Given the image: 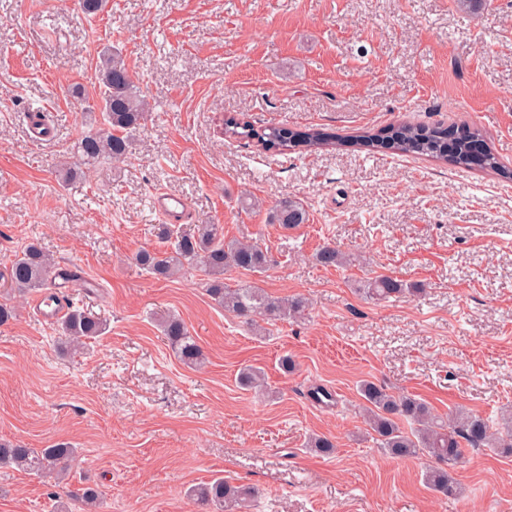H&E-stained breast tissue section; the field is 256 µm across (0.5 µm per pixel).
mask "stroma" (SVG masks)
Wrapping results in <instances>:
<instances>
[{
	"label": "stroma",
	"instance_id": "stroma-1",
	"mask_svg": "<svg viewBox=\"0 0 512 512\" xmlns=\"http://www.w3.org/2000/svg\"><path fill=\"white\" fill-rule=\"evenodd\" d=\"M120 48L149 103L119 161L86 163L78 139L101 128L92 88L105 45ZM41 110L54 127L29 136ZM314 127L342 146L278 154L224 135ZM481 130L512 165V0L480 13L454 0H0V440L70 443L62 483L0 469V512H54L92 488L103 512H200L189 487L217 477L258 489L257 512H512V456L466 451L459 494L427 489L426 457L394 458L366 433L361 380L465 408L501 427L512 414V181L431 158L369 153L351 138L399 124ZM186 199L176 232L220 224L267 251L264 272L228 271L273 297L301 295L305 316L256 332L209 295L198 266L156 279L138 252L169 249L152 193ZM308 211L293 229L268 223L278 200ZM86 285L65 299L105 332L63 352L35 292L8 269L28 243ZM332 243L358 257L325 267ZM378 274L419 292L375 303L358 292ZM172 312L202 347L185 365L164 338ZM295 367L284 371L283 356ZM264 369L266 392L238 382ZM331 391L335 406L310 389ZM330 436L333 455L307 446Z\"/></svg>",
	"mask_w": 512,
	"mask_h": 512
}]
</instances>
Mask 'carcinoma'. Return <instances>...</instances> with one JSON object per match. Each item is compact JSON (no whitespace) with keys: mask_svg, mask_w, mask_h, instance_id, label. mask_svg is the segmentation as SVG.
I'll use <instances>...</instances> for the list:
<instances>
[{"mask_svg":"<svg viewBox=\"0 0 512 512\" xmlns=\"http://www.w3.org/2000/svg\"><path fill=\"white\" fill-rule=\"evenodd\" d=\"M95 92L105 127L85 133L77 142V151L87 161L100 158L120 160L129 152L132 132L139 129L146 119L147 103L141 99L134 75L119 51L109 48L103 52ZM460 131L451 151L448 150V128L441 124H404L389 128L380 135H366L356 141V146L370 153L391 150L400 155L426 156L455 167L478 168L512 179V169L504 165L491 148H486L481 159H476L471 143L484 140L478 130L463 125ZM225 133L239 140H256L264 148L281 154L312 152L336 145L335 140L327 138L317 128L297 130L269 126L256 129L249 123L230 121L226 123ZM270 221L291 229L306 223L308 212L303 203L288 197L275 206ZM317 259L327 267L352 264L349 257L330 245L322 248ZM136 261L158 279L171 278L181 270L185 261L200 263L209 276L210 295L224 310L250 325L258 318L267 322L297 318L304 315L308 307L307 300L300 296L271 298L260 288L247 285L232 288L227 285L224 282L225 270L237 268L262 272L269 259L267 252L256 242H224L223 227L218 224H202L195 235L179 234L172 252L142 251L136 255ZM53 270V260L38 245L31 244L16 256L9 278L15 289L24 292L44 287ZM362 291L370 299L382 301L411 293L415 288L402 280L380 274L363 281ZM160 327L176 346L184 364L198 368L205 363L202 347L189 336L181 319L166 316ZM61 332L70 345L78 349L100 335L102 325L95 317L73 307L61 322ZM239 382L249 388L265 386L263 372L253 365L243 367ZM359 393L366 402V422L377 446L392 457L429 458L432 465L425 470L424 483L437 494L446 497L456 491L451 469L461 459L464 449L492 446L500 454L512 456V430L504 434L495 432L489 421L479 414L461 410L455 417L444 419L415 395L396 394L371 380L361 382ZM75 457L76 449L64 443L49 448L0 443V467H15L57 479L62 478ZM255 494L254 488L235 485L222 477L188 491V496L205 506L206 512H250Z\"/></svg>","mask_w":512,"mask_h":512,"instance_id":"carcinoma-1","label":"carcinoma"}]
</instances>
